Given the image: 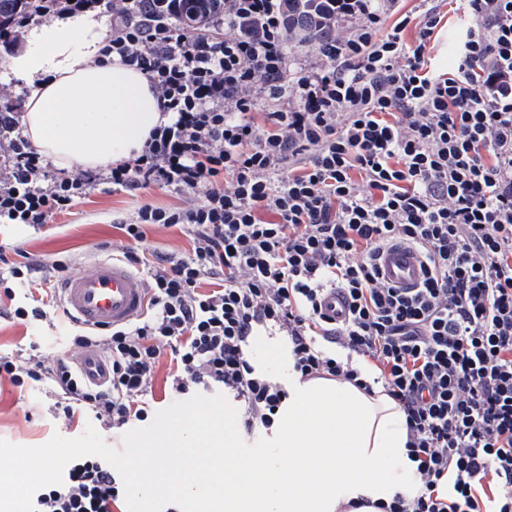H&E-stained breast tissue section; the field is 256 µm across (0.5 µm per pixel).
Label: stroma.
I'll use <instances>...</instances> for the list:
<instances>
[{
    "label": "stroma",
    "mask_w": 512,
    "mask_h": 512,
    "mask_svg": "<svg viewBox=\"0 0 512 512\" xmlns=\"http://www.w3.org/2000/svg\"><path fill=\"white\" fill-rule=\"evenodd\" d=\"M193 202V196L155 185L134 196L103 186L91 191L69 212L54 216L41 229L10 224L0 228V237L26 252L34 263L64 260L71 272L77 273L104 259L101 243L122 240L121 231L112 223L114 216L132 213L145 204L172 208ZM70 331L71 325L64 317L25 323L0 317V357L52 353L65 347ZM55 400L52 388L46 384L22 390L6 382L0 384V439L40 446L57 434L65 438L82 435L87 419L63 426L55 417Z\"/></svg>",
    "instance_id": "35a3bbf8"
}]
</instances>
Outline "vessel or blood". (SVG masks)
<instances>
[{
  "mask_svg": "<svg viewBox=\"0 0 512 512\" xmlns=\"http://www.w3.org/2000/svg\"><path fill=\"white\" fill-rule=\"evenodd\" d=\"M379 266L384 279L400 288L413 287L421 278L418 254L404 246L386 249ZM146 303L139 277L113 261L99 262L91 271L69 276L61 288V306L66 315L92 329L128 324L143 314ZM79 368L91 383H103L109 376L105 359L96 352L86 353Z\"/></svg>",
  "mask_w": 512,
  "mask_h": 512,
  "instance_id": "vessel-or-blood-1",
  "label": "vessel or blood"
}]
</instances>
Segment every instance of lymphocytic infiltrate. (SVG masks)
<instances>
[{
  "label": "lymphocytic infiltrate",
  "instance_id": "lymphocytic-infiltrate-1",
  "mask_svg": "<svg viewBox=\"0 0 512 512\" xmlns=\"http://www.w3.org/2000/svg\"><path fill=\"white\" fill-rule=\"evenodd\" d=\"M328 2L311 63L293 69L288 51L305 32L289 27L288 0H223L191 27L183 0H63L64 13L111 15L102 55L140 70L170 122L136 157L72 177L21 134L18 98L0 85V223L42 227L102 184L197 202L115 219L125 241L111 253L142 277V317L83 329L47 360L0 358V379L50 384L63 422L79 414L127 430L152 416L166 354L171 394L223 391L249 437L288 398L248 351L271 329L302 379L382 388L405 415L414 490L357 506L512 512V0H454L445 71L429 47L442 0H422L414 17L401 0ZM173 226L192 237L179 259L147 243ZM393 245L420 256L416 287L382 278ZM40 271L0 245L8 317H55V300L31 292ZM17 282L30 289L20 305ZM331 292L346 301L342 320L323 311ZM91 348L110 369L101 385L77 365ZM124 500L119 473L88 456L34 505L112 512Z\"/></svg>",
  "mask_w": 512,
  "mask_h": 512
}]
</instances>
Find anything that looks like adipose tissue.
<instances>
[{"mask_svg": "<svg viewBox=\"0 0 512 512\" xmlns=\"http://www.w3.org/2000/svg\"><path fill=\"white\" fill-rule=\"evenodd\" d=\"M105 21L68 14L31 29L10 73L32 88L22 123L32 144L65 169H94L141 151L167 124L146 77L102 57Z\"/></svg>", "mask_w": 512, "mask_h": 512, "instance_id": "obj_1", "label": "adipose tissue"}]
</instances>
